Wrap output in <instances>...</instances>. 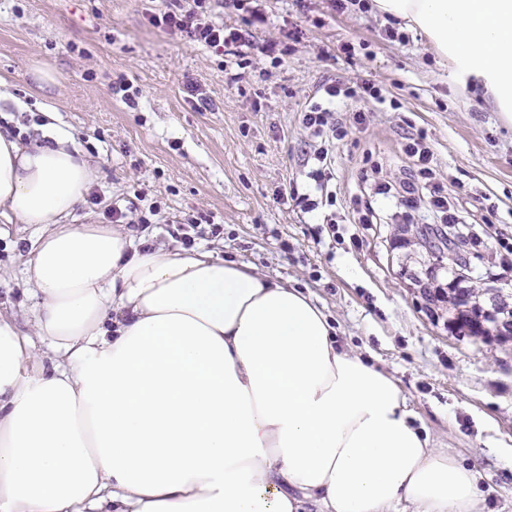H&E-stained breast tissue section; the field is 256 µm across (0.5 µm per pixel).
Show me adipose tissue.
I'll return each mask as SVG.
<instances>
[{
  "label": "adipose tissue",
  "instance_id": "obj_1",
  "mask_svg": "<svg viewBox=\"0 0 512 512\" xmlns=\"http://www.w3.org/2000/svg\"><path fill=\"white\" fill-rule=\"evenodd\" d=\"M374 6L512 125V0ZM95 178L69 138L0 132V216L40 227L29 331L0 313V512H482L478 471L309 294L71 223Z\"/></svg>",
  "mask_w": 512,
  "mask_h": 512
}]
</instances>
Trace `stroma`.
Masks as SVG:
<instances>
[{"label": "stroma", "instance_id": "1", "mask_svg": "<svg viewBox=\"0 0 512 512\" xmlns=\"http://www.w3.org/2000/svg\"><path fill=\"white\" fill-rule=\"evenodd\" d=\"M165 0H0V79L26 103L0 102V128L23 142L71 138L97 167L74 224L106 223L109 209L150 213L136 225L147 244L192 245L258 267L309 293L330 315L339 342L360 350L401 387L416 421L437 447L455 449L481 473L483 512H512V346L451 334L445 305L428 313L402 267L423 273L425 253L400 241L396 194L376 195L378 221L357 223L366 160L401 177L405 135L424 133L442 179L489 196L490 225L476 246L474 284L512 285V267L486 260L512 238V127L479 95L464 93L425 36L385 37L389 18L342 14L328 0H268L259 39L300 27L281 65L256 56L242 83L228 86L234 56L152 25ZM352 44L344 54L342 44ZM52 66L41 90L29 70ZM371 80L399 92L406 111L382 107L333 147L335 225L304 212L288 195L311 190L304 163L309 136L300 111L327 77ZM125 79L126 101L112 90ZM195 83L209 108L187 90ZM39 226L0 218V311L25 320L33 301L25 269Z\"/></svg>", "mask_w": 512, "mask_h": 512}]
</instances>
